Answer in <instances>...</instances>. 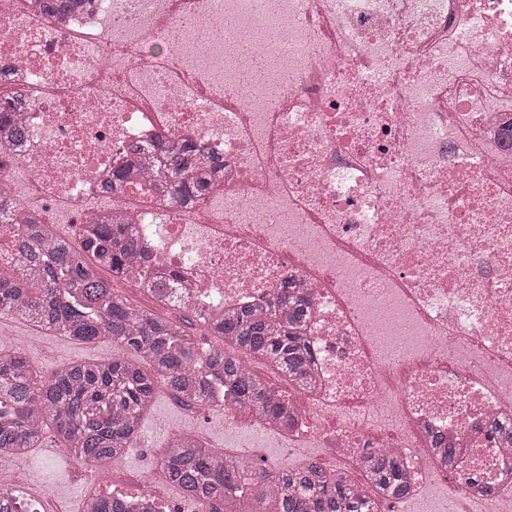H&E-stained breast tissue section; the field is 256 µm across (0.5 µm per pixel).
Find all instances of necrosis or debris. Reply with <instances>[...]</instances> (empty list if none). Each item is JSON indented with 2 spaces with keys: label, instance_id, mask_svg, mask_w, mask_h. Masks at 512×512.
<instances>
[{
  "label": "necrosis or debris",
  "instance_id": "necrosis-or-debris-1",
  "mask_svg": "<svg viewBox=\"0 0 512 512\" xmlns=\"http://www.w3.org/2000/svg\"><path fill=\"white\" fill-rule=\"evenodd\" d=\"M0 0V106L25 92L0 185L86 223L109 199L206 320L307 290L309 389L281 466L401 458L457 512L512 503V0ZM202 139L212 194L101 183L138 145ZM496 494L487 497L485 487Z\"/></svg>",
  "mask_w": 512,
  "mask_h": 512
}]
</instances>
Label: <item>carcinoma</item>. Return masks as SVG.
Listing matches in <instances>:
<instances>
[{"label":"carcinoma","mask_w":512,"mask_h":512,"mask_svg":"<svg viewBox=\"0 0 512 512\" xmlns=\"http://www.w3.org/2000/svg\"><path fill=\"white\" fill-rule=\"evenodd\" d=\"M16 92L0 109V132L26 135L12 111L23 104ZM132 169L154 178L159 193L187 206L207 197L224 173V161L204 141L181 142L160 150L162 168L132 150ZM22 217L14 241L21 269L0 272V314L79 342L107 338L118 355L102 363L69 362L46 377L32 368L26 350L0 351V457L25 455L41 445L53 427L63 448L86 465L123 455L139 437L141 421L162 386L185 405L215 404L219 389L229 406L270 423L287 417L285 400L252 372L239 355H255L288 377L295 387L310 384L311 351L303 336L311 310L309 293L281 289L256 310H226L211 323L224 337V350L198 358L189 321L173 320L167 310L143 311L112 288L94 267L119 274L136 257V237L127 224L101 215L81 230L80 247L39 215L21 214L0 191V224ZM167 480L205 512H382L384 503L410 496L401 462L383 448L361 452L365 480L324 472L312 458L279 472L230 456L189 435L172 437L159 455ZM86 512H156L154 503L100 496Z\"/></svg>","instance_id":"carcinoma-1"}]
</instances>
